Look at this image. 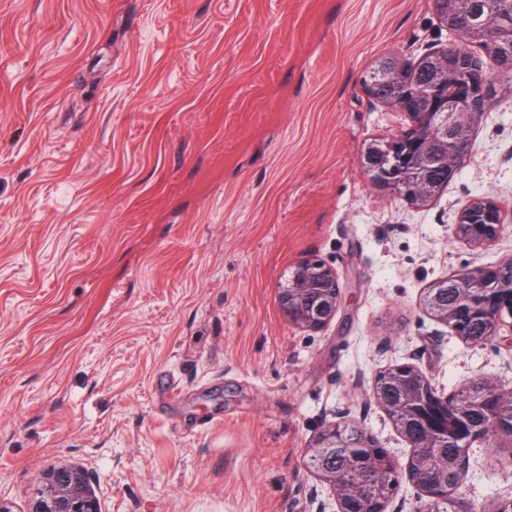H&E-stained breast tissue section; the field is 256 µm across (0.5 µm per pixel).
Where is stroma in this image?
<instances>
[{
  "label": "stroma",
  "instance_id": "1",
  "mask_svg": "<svg viewBox=\"0 0 512 512\" xmlns=\"http://www.w3.org/2000/svg\"><path fill=\"white\" fill-rule=\"evenodd\" d=\"M431 0H0V499L43 471L95 476L99 512H336L303 465L327 422L409 444L367 404L376 375L512 390V345L471 347L430 285L512 258V93L423 207L374 187L365 142L409 125L364 71L450 43ZM505 204L496 242L452 226ZM339 275L322 329L278 293ZM474 512L512 499V447L474 442ZM503 211L504 206L498 202L475 199L461 212L458 224L453 225L452 232L455 237L458 236L471 246L486 248L495 242L503 230ZM489 213L496 217L492 222L486 220ZM477 214L482 215L484 221H474L473 217ZM317 274H321L322 278L315 284ZM319 284H322V288L318 287ZM286 288L279 297L281 310L288 315L289 322L296 323L304 330L316 331L327 325L335 317L342 299L336 270L318 261H307L298 265ZM311 288L316 289L305 300L310 305H314L325 294L323 288L330 290L317 305L308 309L305 308L303 299Z\"/></svg>",
  "mask_w": 512,
  "mask_h": 512
}]
</instances>
